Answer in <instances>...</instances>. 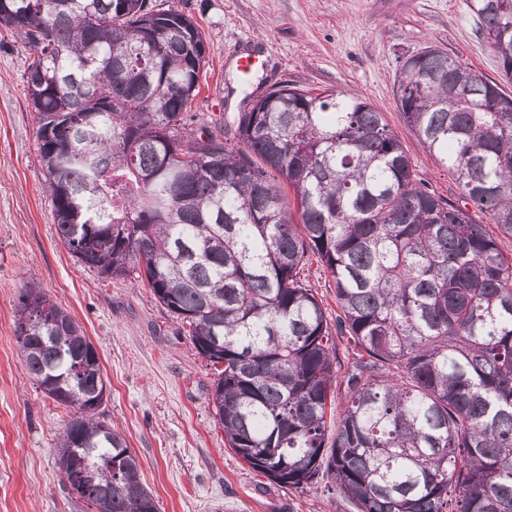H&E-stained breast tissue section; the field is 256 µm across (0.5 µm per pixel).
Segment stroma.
<instances>
[{"label": "stroma", "instance_id": "1", "mask_svg": "<svg viewBox=\"0 0 512 512\" xmlns=\"http://www.w3.org/2000/svg\"><path fill=\"white\" fill-rule=\"evenodd\" d=\"M191 15L208 64L193 107L235 118L259 86L288 81L333 90L381 113L419 178L454 199V176L436 163L397 106L401 60L436 46L497 80V59L466 0H164ZM256 63L238 69L240 57ZM35 57L0 27V512H89L57 465L70 413L31 380L20 360L14 319L25 277L66 308L96 347L107 393L100 419L136 455L159 512H357L320 477L295 489L271 482L224 443L209 393L213 372L181 325L135 277L99 280L57 237L36 147L37 125L23 74Z\"/></svg>", "mask_w": 512, "mask_h": 512}]
</instances>
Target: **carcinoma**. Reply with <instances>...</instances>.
<instances>
[{"instance_id":"carcinoma-1","label":"carcinoma","mask_w":512,"mask_h":512,"mask_svg":"<svg viewBox=\"0 0 512 512\" xmlns=\"http://www.w3.org/2000/svg\"><path fill=\"white\" fill-rule=\"evenodd\" d=\"M467 4L511 82L512 0ZM0 26L36 54L24 76L60 241L104 280L147 282L188 330L228 447L279 485L323 474L358 512H512V257L483 224L512 236V95L434 46L396 73L451 201L379 112L330 90L270 86L226 147L223 123L191 113L202 34L157 0H0ZM312 257L335 282L334 329L301 280ZM337 334L353 343L338 413ZM15 336L73 411L63 481L95 512H158L95 417L97 349L33 280Z\"/></svg>"}]
</instances>
